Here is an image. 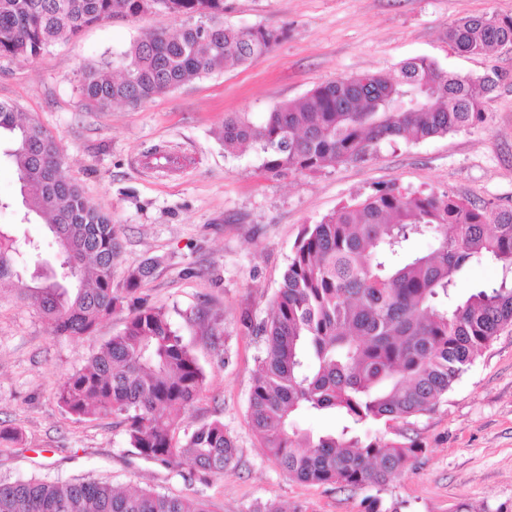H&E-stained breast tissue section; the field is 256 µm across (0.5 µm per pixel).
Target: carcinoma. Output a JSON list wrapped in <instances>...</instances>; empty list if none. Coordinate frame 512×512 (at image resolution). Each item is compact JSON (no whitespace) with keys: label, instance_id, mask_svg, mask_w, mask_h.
I'll use <instances>...</instances> for the list:
<instances>
[{"label":"carcinoma","instance_id":"1","mask_svg":"<svg viewBox=\"0 0 512 512\" xmlns=\"http://www.w3.org/2000/svg\"><path fill=\"white\" fill-rule=\"evenodd\" d=\"M198 17L172 30L157 26L124 55L120 76L81 73L88 111L114 103L136 107L224 64L252 63L284 37L277 29L215 23L224 0H0V57L34 58L49 43L115 15ZM448 44L487 55L512 43V15L466 16L448 27ZM496 84L445 69L428 58L394 74L368 72L312 89L256 123L224 118V150L252 147L268 173L318 174L367 162L398 138L420 142L486 121L484 95ZM422 107L410 110V93ZM3 155L16 167L25 211L20 222L45 220L57 247L52 281L20 289L49 317L55 334L90 335L128 301L121 331L83 368L65 377L56 398L83 418L120 415L130 447L175 466L188 459L215 476L239 463L234 438L213 420L175 438L180 415L194 405L205 373L161 308L136 292L155 271L134 268L126 287L112 285L121 247L114 225L61 174L56 138L0 101ZM432 239L425 252L413 248ZM19 241L0 228V282L20 280ZM488 257L502 278L466 297L454 289L468 263ZM512 327V207H480L449 192L407 193L391 184L302 229L272 312L262 326L263 354L253 380L249 418L263 448L302 482L381 487L425 452L412 440L372 431L435 408L503 330ZM332 416L337 430L316 433L304 417ZM0 512H208L201 501L153 490L118 491L95 479L0 480Z\"/></svg>","mask_w":512,"mask_h":512}]
</instances>
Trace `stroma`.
<instances>
[{
    "label": "stroma",
    "mask_w": 512,
    "mask_h": 512,
    "mask_svg": "<svg viewBox=\"0 0 512 512\" xmlns=\"http://www.w3.org/2000/svg\"><path fill=\"white\" fill-rule=\"evenodd\" d=\"M512 14V0H224V25L280 29L283 39L256 61L200 76L139 107L88 112L78 86L84 67L111 75L122 54L158 23L155 15L114 16L57 40L37 57L0 58V101L57 139L63 177L115 226L121 255L114 287L155 261L141 297L165 310L206 375L180 422L214 419L235 439L240 461L214 476L192 462L167 468L142 458L117 415L78 420L56 400L62 379L127 316L102 319L91 335H56L17 286L0 284V431L14 433L0 453V477L68 481L93 477L121 489H153L202 499L209 512H364L367 490L288 477L254 434L248 397L262 341L256 328L272 300L302 228L375 188L448 191L492 206L512 205V48L461 56L445 33L470 15ZM473 77L503 73L478 127L423 142L383 146L376 160L321 174L275 178L252 150L228 154L218 138L226 115L262 119L314 87L366 72H394L413 57ZM251 327H243L242 315ZM224 330L213 344L206 327ZM392 440L411 438L424 454L382 488L399 512H512V330L501 333L434 410L380 425Z\"/></svg>",
    "instance_id": "1"
}]
</instances>
